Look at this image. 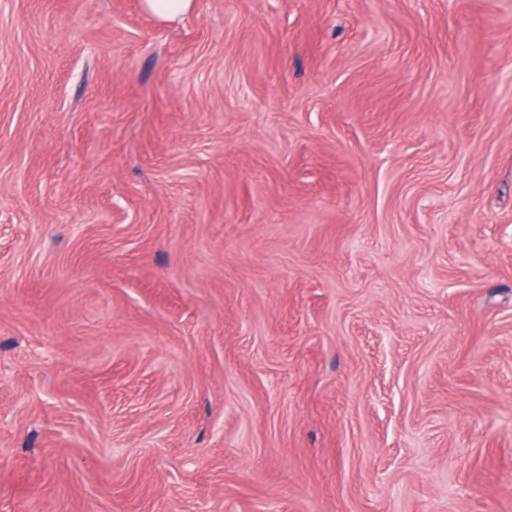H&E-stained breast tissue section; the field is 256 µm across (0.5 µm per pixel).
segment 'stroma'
<instances>
[{"label":"stroma","instance_id":"obj_1","mask_svg":"<svg viewBox=\"0 0 512 512\" xmlns=\"http://www.w3.org/2000/svg\"><path fill=\"white\" fill-rule=\"evenodd\" d=\"M0 512H512V0H0ZM144 9L162 22H174L187 15L194 7V0H144Z\"/></svg>","mask_w":512,"mask_h":512}]
</instances>
